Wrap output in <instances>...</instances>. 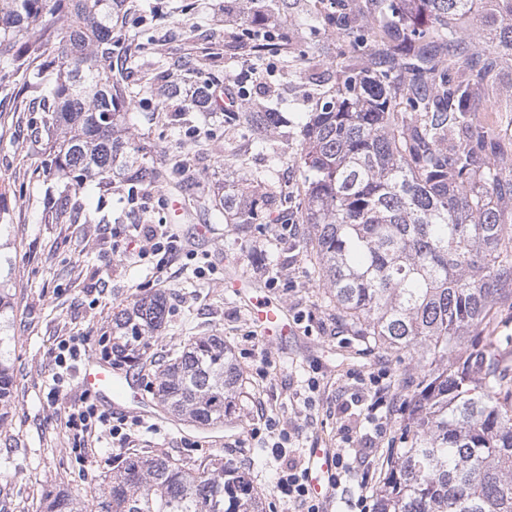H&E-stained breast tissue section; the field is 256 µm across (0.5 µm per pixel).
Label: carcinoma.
<instances>
[{
  "label": "carcinoma",
  "instance_id": "obj_1",
  "mask_svg": "<svg viewBox=\"0 0 512 512\" xmlns=\"http://www.w3.org/2000/svg\"><path fill=\"white\" fill-rule=\"evenodd\" d=\"M127 0H0V92L13 76L41 113L45 168L69 178L48 220L90 223L80 189L119 180L135 202L158 187L132 132L141 94L163 102L170 81L134 90L132 48L148 22ZM226 58L279 57L280 95L245 99L232 125L272 149L266 173L224 190V222L303 224L336 320L368 346L415 357L396 390L397 424L378 512H512V352L495 336L512 309V136L479 123L478 104L512 112V0H224ZM63 23L59 36L57 23ZM60 61L54 83L32 72ZM303 74L306 81L294 84ZM315 101L302 118L294 92ZM292 129L301 186L279 189ZM13 225L0 223V427L14 405ZM166 316L160 292L132 293L112 314L109 354L145 359ZM242 374L222 336L190 338L156 376L155 396L198 427L227 419ZM46 512H263L244 472L205 458L190 468L132 452L104 475L91 506L64 494Z\"/></svg>",
  "mask_w": 512,
  "mask_h": 512
}]
</instances>
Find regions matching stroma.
Segmentation results:
<instances>
[{
	"instance_id": "35a3bbf8",
	"label": "stroma",
	"mask_w": 512,
	"mask_h": 512,
	"mask_svg": "<svg viewBox=\"0 0 512 512\" xmlns=\"http://www.w3.org/2000/svg\"><path fill=\"white\" fill-rule=\"evenodd\" d=\"M130 2L144 9L157 3L169 12L154 32L155 50L180 95L164 107L142 100L131 109L146 159L161 173L160 192L133 206L123 184H114L104 196L87 188L82 195L92 223H45V199L67 178L43 171V143L30 132L33 113L15 111L13 101L0 102L7 120L0 126V186L8 189L6 221L14 225L18 243L16 392L15 406L0 428V512H40L47 496L58 491L92 501L101 476L132 451L163 452L187 466L217 456L249 473L266 512H298V504L275 489L285 458L271 450L274 434L286 437L285 457L301 461L309 448H340L348 436L360 440L370 396L357 375L394 376L412 363L359 345L336 321L312 277L301 239L277 238L268 224L246 236L213 217L225 183L247 170H266L269 157L225 123L223 112H214L210 122L197 121L189 107L198 82L188 62L205 59L214 90L234 80L259 98L288 90L276 59L266 57L254 69L225 59L224 0H191L187 13L180 10L182 0ZM173 197L181 201L182 215L169 209ZM128 224L168 225L191 240L195 259L177 260L156 273L152 259L114 249V230ZM228 258L298 318V334L288 344H268L247 307L226 287ZM199 267L206 269L205 277L196 276ZM157 278L167 297L166 319L151 362L133 370L145 393L154 390L156 364L170 360L189 337L210 335L223 337L232 348L248 393L236 401L232 423L218 442L202 428L186 425L176 431L133 416L125 419V442L83 439L65 427L59 408L49 401L57 345L75 337L83 342L82 353L101 357L113 309L132 289L150 287ZM347 424L352 434H344ZM383 469L376 456L358 465L324 512H359L355 502L362 481L379 480Z\"/></svg>"
}]
</instances>
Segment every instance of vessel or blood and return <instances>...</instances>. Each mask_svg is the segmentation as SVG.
Instances as JSON below:
<instances>
[{"label":"vessel or blood","instance_id":"obj_1","mask_svg":"<svg viewBox=\"0 0 512 512\" xmlns=\"http://www.w3.org/2000/svg\"><path fill=\"white\" fill-rule=\"evenodd\" d=\"M228 286L235 288L245 301L253 321L258 324L265 339L284 340L296 332L287 310L264 295L260 284L236 274H229ZM80 387L114 411L151 417L152 404L143 394L138 382L128 374L113 372L111 365L96 358H86L79 374ZM335 456L331 449H310L306 480L312 497L325 500L331 497L334 487L332 475Z\"/></svg>","mask_w":512,"mask_h":512}]
</instances>
